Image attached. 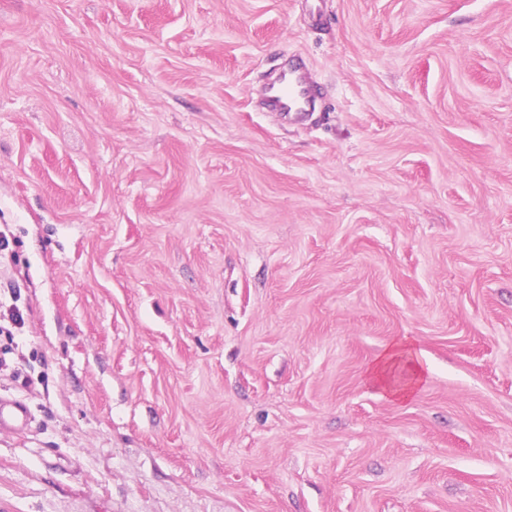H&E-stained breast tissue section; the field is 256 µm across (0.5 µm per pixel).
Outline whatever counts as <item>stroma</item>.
I'll list each match as a JSON object with an SVG mask.
<instances>
[{
	"mask_svg": "<svg viewBox=\"0 0 512 512\" xmlns=\"http://www.w3.org/2000/svg\"><path fill=\"white\" fill-rule=\"evenodd\" d=\"M0 229V512H512V0H0ZM283 79L282 75L279 80ZM269 100L273 107L287 113L306 109L311 102L307 79L295 70L282 83L271 87ZM297 107L300 109L297 110ZM398 363L409 367L408 378L401 384L393 378V369ZM423 374L422 363L417 353L404 340L394 342L378 362L368 369L371 384L392 400L399 402L406 401L412 395L415 387L422 381ZM30 419L29 408L21 401L0 399V430L26 427Z\"/></svg>",
	"mask_w": 512,
	"mask_h": 512,
	"instance_id": "1",
	"label": "stroma"
}]
</instances>
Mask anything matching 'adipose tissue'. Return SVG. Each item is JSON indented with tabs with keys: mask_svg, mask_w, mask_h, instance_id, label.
<instances>
[{
	"mask_svg": "<svg viewBox=\"0 0 512 512\" xmlns=\"http://www.w3.org/2000/svg\"><path fill=\"white\" fill-rule=\"evenodd\" d=\"M422 363L406 341L394 342L368 370V379L392 400H407L423 378Z\"/></svg>",
	"mask_w": 512,
	"mask_h": 512,
	"instance_id": "1",
	"label": "adipose tissue"
}]
</instances>
